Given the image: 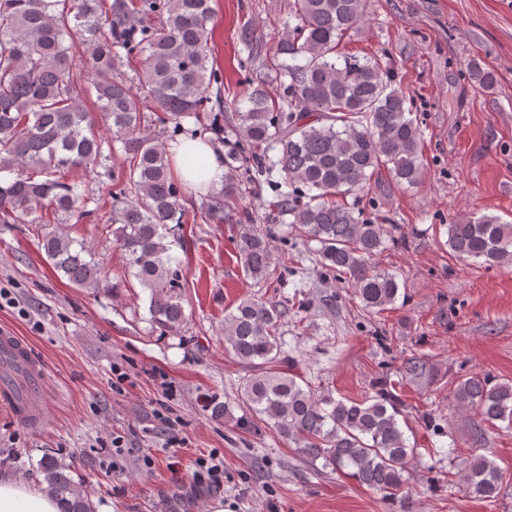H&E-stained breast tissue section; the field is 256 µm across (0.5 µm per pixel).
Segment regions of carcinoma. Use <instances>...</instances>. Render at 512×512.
Returning <instances> with one entry per match:
<instances>
[{"label":"carcinoma","instance_id":"obj_1","mask_svg":"<svg viewBox=\"0 0 512 512\" xmlns=\"http://www.w3.org/2000/svg\"><path fill=\"white\" fill-rule=\"evenodd\" d=\"M368 0H293L288 23L274 37L272 50L240 29L246 64H259L264 77L245 98L216 103L231 113V136L224 138V189L202 202L211 224H235V248L244 275L254 283L281 282L288 256L273 265L270 233L250 215L230 208L240 167L275 189L266 203L273 220L318 244V262L327 275H345L362 305L383 310L400 290L398 275L373 258L384 251L391 232L363 216L347 201L370 185L381 170L398 186L423 182L422 130L412 117V101L394 84L392 71L377 55L338 50L344 38L365 32ZM214 9L211 0H0V222L66 224L87 209L102 188L112 210L100 214L114 226L112 236L126 259L124 279L149 292V313L163 332L185 321L176 292L181 271L172 255L178 239L172 226L186 215L187 187L174 178L164 145L150 126L183 120L210 122L211 88L222 84L209 46ZM87 47L76 60L72 40ZM143 57L136 79L121 63ZM481 90L495 89L496 75L481 59L467 64ZM94 88L110 137L95 132V121L81 106ZM160 114L150 117L146 104ZM124 165L111 166L115 144ZM94 173L99 190L80 176ZM448 249L462 260L488 268L512 266V224L492 214L453 219L447 224ZM54 271L76 288L110 290L93 254L64 232L42 236ZM306 302L248 297L224 315V341L246 369L240 388L246 413L237 419L254 432L275 431L296 445L310 462L335 472L348 471L360 485L397 496L417 449L400 426L397 389L426 384L438 368L422 356L406 359L394 382L376 387L361 401L318 394L288 366L282 319ZM452 399L472 413V440H484L485 425H512V380L462 374ZM44 483L61 512H94L89 494L75 481L71 466L52 455L39 464ZM474 497H498L502 472L483 454L458 471Z\"/></svg>","mask_w":512,"mask_h":512}]
</instances>
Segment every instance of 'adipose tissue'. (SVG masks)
<instances>
[{"label": "adipose tissue", "mask_w": 512, "mask_h": 512, "mask_svg": "<svg viewBox=\"0 0 512 512\" xmlns=\"http://www.w3.org/2000/svg\"><path fill=\"white\" fill-rule=\"evenodd\" d=\"M167 151L190 186L217 187L224 181V162L200 137L170 144ZM60 505L47 489L29 487L25 481L0 474V512H59Z\"/></svg>", "instance_id": "1"}]
</instances>
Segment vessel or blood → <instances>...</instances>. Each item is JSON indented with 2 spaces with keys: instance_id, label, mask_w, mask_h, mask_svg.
I'll return each mask as SVG.
<instances>
[{
  "instance_id": "b4317fda",
  "label": "vessel or blood",
  "mask_w": 512,
  "mask_h": 512,
  "mask_svg": "<svg viewBox=\"0 0 512 512\" xmlns=\"http://www.w3.org/2000/svg\"><path fill=\"white\" fill-rule=\"evenodd\" d=\"M0 351L14 357L26 383L23 392L24 408L18 413L19 419L31 426L39 425L43 419L46 398L41 365L32 361L27 344L11 329L0 330Z\"/></svg>"
}]
</instances>
